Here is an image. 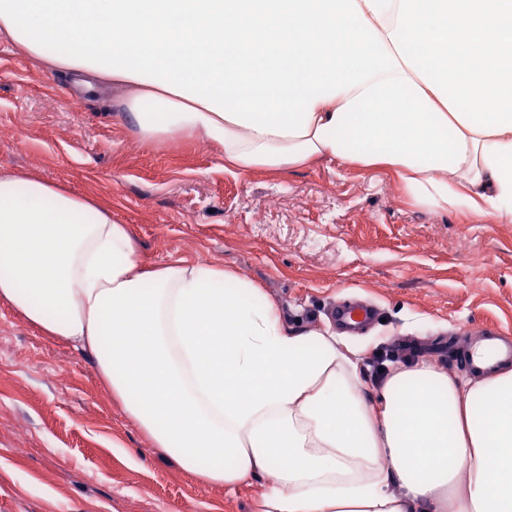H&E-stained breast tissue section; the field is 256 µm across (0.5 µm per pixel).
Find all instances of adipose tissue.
<instances>
[{
	"label": "adipose tissue",
	"instance_id": "obj_1",
	"mask_svg": "<svg viewBox=\"0 0 512 512\" xmlns=\"http://www.w3.org/2000/svg\"><path fill=\"white\" fill-rule=\"evenodd\" d=\"M0 35L126 86L143 140L198 135L244 171L385 166L512 221V0H0ZM0 304L92 354L182 470L273 473L259 512H512V369L397 364L368 400L339 336L288 329L231 269L144 262L110 208L29 172L0 176Z\"/></svg>",
	"mask_w": 512,
	"mask_h": 512
}]
</instances>
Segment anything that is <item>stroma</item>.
<instances>
[{"label": "stroma", "mask_w": 512, "mask_h": 512, "mask_svg": "<svg viewBox=\"0 0 512 512\" xmlns=\"http://www.w3.org/2000/svg\"><path fill=\"white\" fill-rule=\"evenodd\" d=\"M74 81L0 42V173L108 202L144 260L234 268L305 330L333 328L339 299L369 300L380 322L346 337L365 361L414 337L418 360L456 375L445 337L491 323L512 336V222L419 204L380 168L229 171L206 140L135 136L123 88ZM273 481L201 483L149 445L92 355L0 304V512H255Z\"/></svg>", "instance_id": "stroma-1"}]
</instances>
